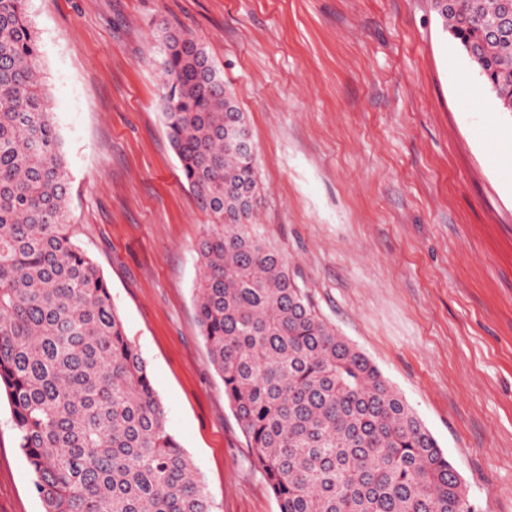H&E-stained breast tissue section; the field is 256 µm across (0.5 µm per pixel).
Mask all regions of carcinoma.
Wrapping results in <instances>:
<instances>
[{"mask_svg":"<svg viewBox=\"0 0 512 512\" xmlns=\"http://www.w3.org/2000/svg\"><path fill=\"white\" fill-rule=\"evenodd\" d=\"M30 0H0V393L44 512H212L112 292L77 243ZM512 112V0H433ZM163 121L209 223L196 310L279 512H473L377 365L254 231L247 118L190 31H165Z\"/></svg>","mask_w":512,"mask_h":512,"instance_id":"cac0c4a2","label":"carcinoma"}]
</instances>
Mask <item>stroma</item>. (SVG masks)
Wrapping results in <instances>:
<instances>
[{
  "label": "stroma",
  "mask_w": 512,
  "mask_h": 512,
  "mask_svg": "<svg viewBox=\"0 0 512 512\" xmlns=\"http://www.w3.org/2000/svg\"><path fill=\"white\" fill-rule=\"evenodd\" d=\"M81 246L213 512H279L197 320L208 217L162 118L190 28L245 112L256 230L416 410L476 512H512V112L432 0H31ZM0 512H43L0 396Z\"/></svg>",
  "instance_id": "35a3bbf8"
}]
</instances>
